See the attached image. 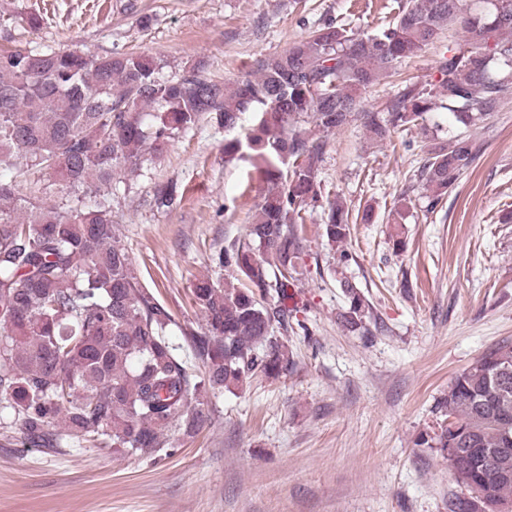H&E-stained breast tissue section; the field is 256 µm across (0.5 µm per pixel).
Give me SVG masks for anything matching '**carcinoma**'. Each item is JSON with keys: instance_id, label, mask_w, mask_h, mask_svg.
Returning a JSON list of instances; mask_svg holds the SVG:
<instances>
[{"instance_id": "obj_1", "label": "carcinoma", "mask_w": 512, "mask_h": 512, "mask_svg": "<svg viewBox=\"0 0 512 512\" xmlns=\"http://www.w3.org/2000/svg\"><path fill=\"white\" fill-rule=\"evenodd\" d=\"M407 0L371 32L324 18L283 52L259 61L257 75L233 87L208 74L204 61L176 80L153 57L136 52L0 49V407L23 448H89L153 458L173 431L198 432L206 422L192 406L204 390L232 393L258 377L291 372L288 301L305 255L301 212L317 197L324 142L302 124L330 133L345 126L360 91L396 65L442 40L456 26L458 46L439 58V78L409 85L381 112L364 113L374 140L420 124L441 108L469 128L497 111L512 91V0ZM255 114L224 156L246 151L268 188L256 206L248 240L212 258L231 270L224 283L196 279L193 300L206 331L189 336L199 372L168 336L171 314L140 286L112 221V181L133 176L145 155H160L203 115L228 130ZM469 135L435 143L419 177L436 208L473 164ZM55 176L71 197L64 207L24 190L8 171L18 165ZM183 198L161 184L155 202ZM323 237L336 266L351 259L349 212L329 205ZM339 319L366 330L370 305L346 278ZM436 409L443 421L422 438L441 451L464 449L454 468L460 492L448 512H476L474 485L497 512H512V341L482 353L448 385Z\"/></svg>"}]
</instances>
